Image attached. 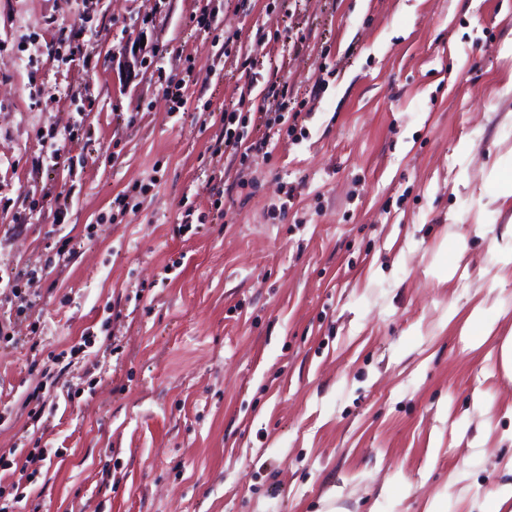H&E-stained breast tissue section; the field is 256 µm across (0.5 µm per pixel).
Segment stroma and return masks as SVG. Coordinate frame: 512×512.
Here are the masks:
<instances>
[{
	"label": "stroma",
	"mask_w": 512,
	"mask_h": 512,
	"mask_svg": "<svg viewBox=\"0 0 512 512\" xmlns=\"http://www.w3.org/2000/svg\"><path fill=\"white\" fill-rule=\"evenodd\" d=\"M61 26L90 65L51 54ZM281 83L295 129L212 154L221 112ZM68 126L46 175L40 138ZM510 164L512 0H0V276L72 251L27 306L0 289V455L55 451L41 476L0 469V494L475 512L512 478V197L484 183ZM188 206L205 224L176 233ZM46 369L44 426L26 398ZM463 332L470 336L473 347H479L485 343L490 335V330L483 322L482 309L480 307L474 308L466 318Z\"/></svg>",
	"instance_id": "1"
}]
</instances>
